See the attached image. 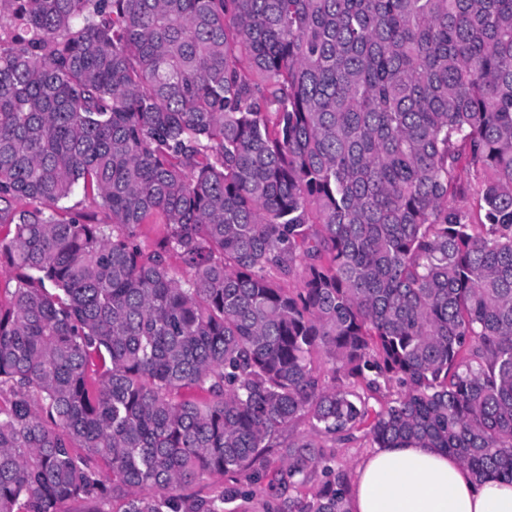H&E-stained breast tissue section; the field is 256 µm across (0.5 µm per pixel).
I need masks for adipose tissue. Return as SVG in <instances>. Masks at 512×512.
I'll return each instance as SVG.
<instances>
[{
	"label": "adipose tissue",
	"mask_w": 512,
	"mask_h": 512,
	"mask_svg": "<svg viewBox=\"0 0 512 512\" xmlns=\"http://www.w3.org/2000/svg\"><path fill=\"white\" fill-rule=\"evenodd\" d=\"M350 512H512V483L475 481L433 448H377L358 464Z\"/></svg>",
	"instance_id": "obj_1"
}]
</instances>
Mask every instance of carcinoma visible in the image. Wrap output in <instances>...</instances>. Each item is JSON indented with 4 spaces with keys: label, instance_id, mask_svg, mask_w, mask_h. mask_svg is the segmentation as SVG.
<instances>
[{
    "label": "carcinoma",
    "instance_id": "carcinoma-1",
    "mask_svg": "<svg viewBox=\"0 0 512 512\" xmlns=\"http://www.w3.org/2000/svg\"><path fill=\"white\" fill-rule=\"evenodd\" d=\"M9 2L0 512H349L360 432L512 482V0Z\"/></svg>",
    "mask_w": 512,
    "mask_h": 512
}]
</instances>
